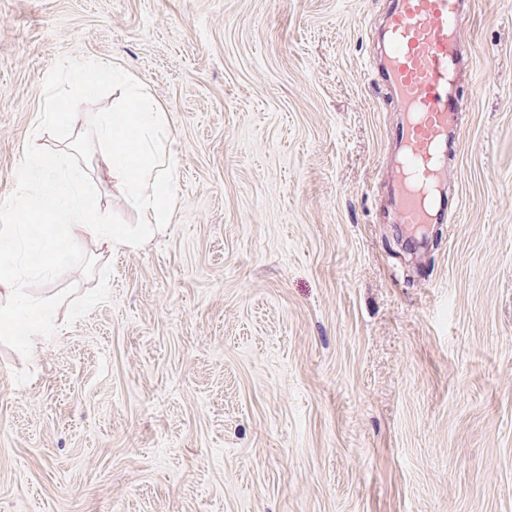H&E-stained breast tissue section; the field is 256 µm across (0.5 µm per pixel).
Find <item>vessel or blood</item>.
Listing matches in <instances>:
<instances>
[{
  "mask_svg": "<svg viewBox=\"0 0 512 512\" xmlns=\"http://www.w3.org/2000/svg\"><path fill=\"white\" fill-rule=\"evenodd\" d=\"M465 0H393L385 23L383 81L401 104L392 132L398 176L390 185L397 221L414 237L445 221L448 155L461 133L457 95Z\"/></svg>",
  "mask_w": 512,
  "mask_h": 512,
  "instance_id": "b4317fda",
  "label": "vessel or blood"
}]
</instances>
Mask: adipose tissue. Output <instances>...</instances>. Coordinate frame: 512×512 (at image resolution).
Here are the masks:
<instances>
[{
    "mask_svg": "<svg viewBox=\"0 0 512 512\" xmlns=\"http://www.w3.org/2000/svg\"><path fill=\"white\" fill-rule=\"evenodd\" d=\"M68 70L78 83L84 99H93L105 83L123 85L125 92L112 110L99 115L95 125L97 164L112 184L144 216L145 227L129 230L113 223L106 212L86 195H76L69 207H62L57 190L47 176L65 162V151L40 152L23 178L24 191L0 215V242L10 243L39 217L56 223L81 226L87 234L111 248H134L146 236L164 230L174 217V171L162 147L169 136L166 112L146 98L135 80L121 71L82 60L71 61ZM28 317H20L12 306L0 308V334L19 333L27 340L44 335L52 306L32 301Z\"/></svg>",
    "mask_w": 512,
    "mask_h": 512,
    "instance_id": "ef3b65f1",
    "label": "adipose tissue"
}]
</instances>
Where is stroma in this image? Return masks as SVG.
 <instances>
[{"mask_svg":"<svg viewBox=\"0 0 512 512\" xmlns=\"http://www.w3.org/2000/svg\"><path fill=\"white\" fill-rule=\"evenodd\" d=\"M391 0H0V205L34 149L114 222L66 61L170 118L172 224L132 250L77 227L10 264L57 302L0 334V512H512V0H472V68L426 251L396 240L376 73ZM58 112L44 121L48 101ZM31 314L21 318L18 309L13 306L0 308V334L11 335L15 329L17 333L26 337L30 345L34 338L46 332L48 317L52 313V305L48 301H31L27 306Z\"/></svg>","mask_w":512,"mask_h":512,"instance_id":"stroma-1","label":"stroma"}]
</instances>
